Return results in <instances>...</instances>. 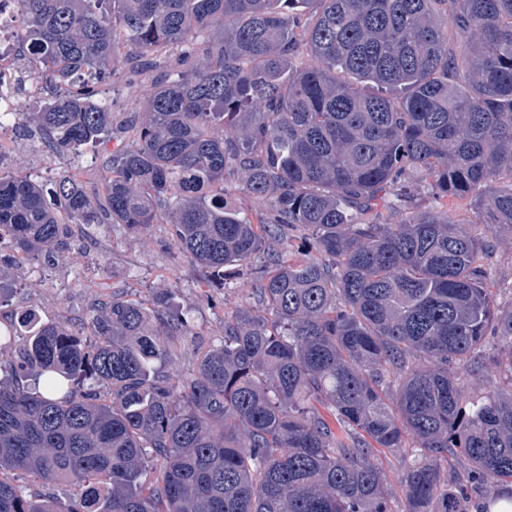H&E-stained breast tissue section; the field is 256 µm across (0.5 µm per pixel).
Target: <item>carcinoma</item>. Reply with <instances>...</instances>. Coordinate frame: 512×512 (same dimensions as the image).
Instances as JSON below:
<instances>
[{"instance_id": "obj_1", "label": "carcinoma", "mask_w": 512, "mask_h": 512, "mask_svg": "<svg viewBox=\"0 0 512 512\" xmlns=\"http://www.w3.org/2000/svg\"><path fill=\"white\" fill-rule=\"evenodd\" d=\"M18 9L41 74L70 86L21 119L67 160L112 136L116 53L155 74L101 190L54 184L71 222L166 224L208 284L258 288L184 377L157 375L192 320L175 286L151 308L102 303L91 343L25 314L18 367L46 392L0 378V512H396L386 450L403 458L402 512L512 504V356L486 358L512 350V303L487 287L491 240L512 238V0ZM232 176L256 220L224 201ZM418 177L435 198L474 196L491 238L446 210L403 214ZM295 232L303 249L272 248ZM68 236L37 180L0 176V254L48 260ZM494 369L497 389L470 385ZM60 483L79 489L66 509Z\"/></svg>"}]
</instances>
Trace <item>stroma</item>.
<instances>
[{"mask_svg":"<svg viewBox=\"0 0 512 512\" xmlns=\"http://www.w3.org/2000/svg\"><path fill=\"white\" fill-rule=\"evenodd\" d=\"M115 73L104 87L115 114L140 111L144 77L133 72L124 55H116ZM118 140L97 145L78 161L65 163L46 175V182L71 176L84 187L101 188L106 177L100 159L119 148ZM0 281L15 282L5 301L0 302V325L20 326L24 312L57 322L84 333L93 306L118 294L152 305L162 289L176 287L174 304L190 311L193 326L182 340V353L162 366L166 375L188 374L199 357L224 334V317L254 304L251 294L235 281L226 287L209 288L189 257L174 246L164 224L133 236L108 224L71 227L70 247L56 253L53 260H30L21 268L12 259L0 262Z\"/></svg>","mask_w":512,"mask_h":512,"instance_id":"1","label":"stroma"}]
</instances>
